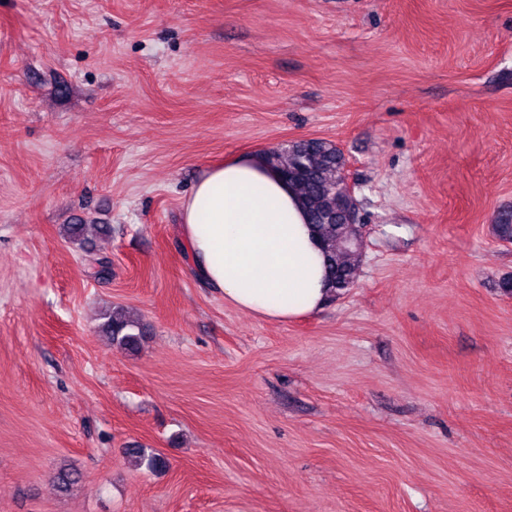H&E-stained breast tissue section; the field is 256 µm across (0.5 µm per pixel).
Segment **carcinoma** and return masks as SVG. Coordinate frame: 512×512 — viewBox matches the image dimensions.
Here are the masks:
<instances>
[{
	"label": "carcinoma",
	"mask_w": 512,
	"mask_h": 512,
	"mask_svg": "<svg viewBox=\"0 0 512 512\" xmlns=\"http://www.w3.org/2000/svg\"><path fill=\"white\" fill-rule=\"evenodd\" d=\"M272 165L281 177L294 186L306 210L312 231L322 244L326 278L331 295L354 286L355 271L361 254L360 225L350 222L353 208L345 177L341 151L326 140H302L286 150L269 151ZM496 238L512 243V211L505 210L493 225ZM105 233L102 224H68L65 236L83 241ZM102 333L128 353L137 354L146 332L140 321L114 310L104 315ZM127 455L136 466L148 471L166 467L164 457L145 448H128Z\"/></svg>",
	"instance_id": "carcinoma-1"
}]
</instances>
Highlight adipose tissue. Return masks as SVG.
Segmentation results:
<instances>
[{
  "label": "adipose tissue",
  "instance_id": "ef3b65f1",
  "mask_svg": "<svg viewBox=\"0 0 512 512\" xmlns=\"http://www.w3.org/2000/svg\"><path fill=\"white\" fill-rule=\"evenodd\" d=\"M181 221L195 273L226 303L279 322L328 303L321 244L296 189L265 151L207 169Z\"/></svg>",
  "mask_w": 512,
  "mask_h": 512
}]
</instances>
